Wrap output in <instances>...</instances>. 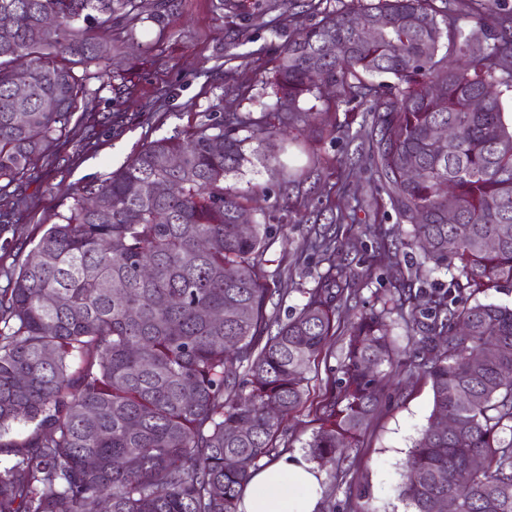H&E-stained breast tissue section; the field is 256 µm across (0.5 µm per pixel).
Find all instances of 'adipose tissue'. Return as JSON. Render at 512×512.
I'll list each match as a JSON object with an SVG mask.
<instances>
[{"instance_id":"adipose-tissue-1","label":"adipose tissue","mask_w":512,"mask_h":512,"mask_svg":"<svg viewBox=\"0 0 512 512\" xmlns=\"http://www.w3.org/2000/svg\"><path fill=\"white\" fill-rule=\"evenodd\" d=\"M324 473L299 453H284L255 470L244 487L238 512H316Z\"/></svg>"}]
</instances>
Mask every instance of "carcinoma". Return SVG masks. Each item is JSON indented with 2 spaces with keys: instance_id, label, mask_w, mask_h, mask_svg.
<instances>
[{
  "instance_id": "cac0c4a2",
  "label": "carcinoma",
  "mask_w": 512,
  "mask_h": 512,
  "mask_svg": "<svg viewBox=\"0 0 512 512\" xmlns=\"http://www.w3.org/2000/svg\"><path fill=\"white\" fill-rule=\"evenodd\" d=\"M474 1L457 13L448 0H307L323 17L279 48V126L220 100L224 117L142 146L29 240L0 272V512H238L351 292L325 277L293 316L273 318L267 232H241L244 205L224 179L244 161L239 132L283 136L315 119L302 103L326 90L365 112L351 140L422 253L415 273L448 275L409 312L412 369L433 401L398 496L409 512L448 497L459 512H512V307L471 299L512 283V9ZM169 8L0 0V198L34 160L53 164L80 103L125 80L121 48L96 29L159 22ZM438 125L451 140H432ZM412 293L396 289L346 329L341 377L307 443L332 479L382 404L385 322ZM20 423L32 430L18 440ZM475 458L483 468L461 490Z\"/></svg>"
}]
</instances>
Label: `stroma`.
<instances>
[{"instance_id":"stroma-1","label":"stroma","mask_w":512,"mask_h":512,"mask_svg":"<svg viewBox=\"0 0 512 512\" xmlns=\"http://www.w3.org/2000/svg\"><path fill=\"white\" fill-rule=\"evenodd\" d=\"M289 14L288 0H175L162 24L100 29V36L132 43L125 69L133 94L123 107L126 117L102 123L91 137L84 121L72 124L69 143L57 160L49 166L36 163L31 178L15 185L20 206L0 233V269L12 266L18 248L39 226L56 222L82 186L118 169L142 143L212 119L217 99L271 117L273 89L257 83L255 74L272 75L280 45L299 27L318 20L308 12L295 23ZM304 105L318 112L317 126L297 127L263 146L246 141L242 165L224 181L242 195L254 223L268 231L262 264L274 291L270 310L277 317L301 308L308 290L331 268L342 269L350 281L353 307L337 310L340 332L310 366L308 399L283 423L280 444L289 452L302 451L318 426L319 408L340 375L342 330L355 309L381 308L392 285L420 260L408 247L376 255L360 244L329 263L309 249L310 239L326 231L354 234L366 223L392 233L396 224L386 215L387 197L371 171L361 167L346 174L339 167L340 159L355 149L348 135L358 129L362 113L347 111L332 98L311 96ZM340 210L347 219L338 225L334 218ZM388 324L396 355L382 405L360 446L351 450L342 478L325 480L318 512H405L397 489L412 442L427 423L432 390L410 371L413 346L404 322L393 316Z\"/></svg>"}]
</instances>
